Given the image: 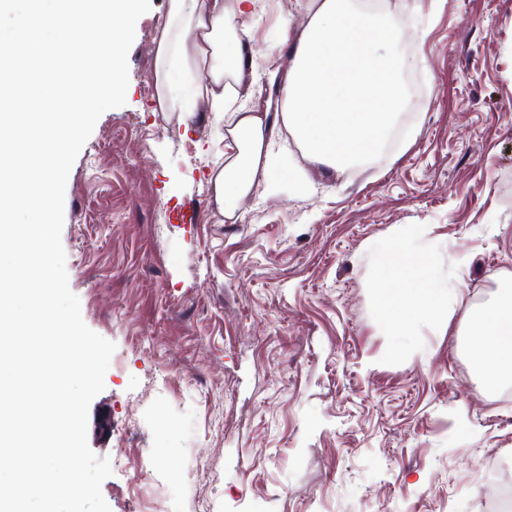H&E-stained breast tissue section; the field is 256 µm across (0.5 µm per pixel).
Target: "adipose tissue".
I'll use <instances>...</instances> for the list:
<instances>
[{"label": "adipose tissue", "instance_id": "adipose-tissue-1", "mask_svg": "<svg viewBox=\"0 0 512 512\" xmlns=\"http://www.w3.org/2000/svg\"><path fill=\"white\" fill-rule=\"evenodd\" d=\"M265 2L168 0V21L155 36L159 110L225 120L224 161L210 184L215 209L227 219L279 172L282 133L312 162L342 169L379 147L403 104V59L379 50L402 34L362 0H305L299 27L283 30L286 65L269 61L262 103L240 104L242 86L256 77L257 48L238 24ZM368 249L379 259L376 287L391 329L408 333L419 319L456 326L479 382L489 390L512 382L511 288L489 305H472L462 288L437 275L435 246L415 225Z\"/></svg>", "mask_w": 512, "mask_h": 512}]
</instances>
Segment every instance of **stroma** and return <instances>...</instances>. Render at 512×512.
Segmentation results:
<instances>
[{"mask_svg":"<svg viewBox=\"0 0 512 512\" xmlns=\"http://www.w3.org/2000/svg\"><path fill=\"white\" fill-rule=\"evenodd\" d=\"M270 0L247 25L283 55ZM415 90L378 154L333 173L300 149L217 223L224 124L157 107L151 0L124 106L66 183L70 290L115 361L90 404L111 512H486L512 483V385L473 380L454 332L398 336L368 242L426 225L476 305L512 286V0H386Z\"/></svg>","mask_w":512,"mask_h":512,"instance_id":"obj_1","label":"stroma"}]
</instances>
